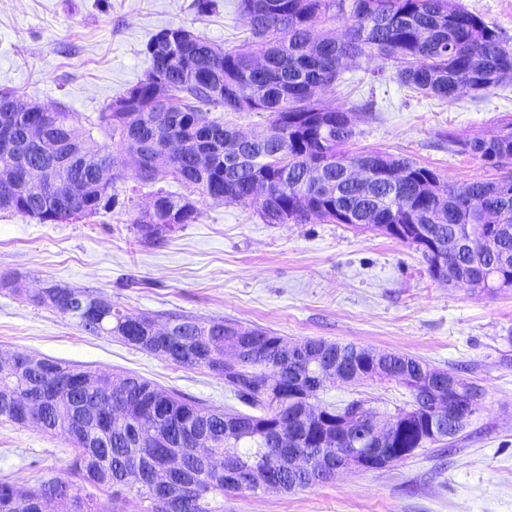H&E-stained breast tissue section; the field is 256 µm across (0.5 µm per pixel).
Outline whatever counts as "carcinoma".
Here are the masks:
<instances>
[{
    "label": "carcinoma",
    "instance_id": "1",
    "mask_svg": "<svg viewBox=\"0 0 512 512\" xmlns=\"http://www.w3.org/2000/svg\"><path fill=\"white\" fill-rule=\"evenodd\" d=\"M240 9L252 32L247 46L223 50L184 27L164 28L147 42L145 79L112 100L94 122L113 148H98L90 134L81 139L79 172L87 193L80 217L130 210L116 184L126 168L148 165L152 177L143 183L169 177L185 192L159 189L157 206L133 216L143 239L159 240L181 224L195 223L196 192L215 203L250 206L268 224L314 217L379 232L422 251L429 273L439 279L436 259L421 250L411 221L433 225L436 241L446 245L482 232L484 216L494 214L502 225L494 247L478 265L461 251L458 267L487 293L511 290V177L476 179L465 199L450 185L441 197L439 175L427 166L379 150H344L355 136L350 113L370 109L373 102L345 108L314 98L316 89L336 85L346 59L363 63L374 78L384 75L389 62L401 84L443 102L454 101L463 85L476 95L489 92L512 80V47L499 32L458 0H240ZM336 21L344 27L339 39L322 32ZM185 55L196 59L195 69L181 67ZM218 108L265 113L277 136L256 143L212 116ZM72 119L65 107L56 108L46 142L74 134ZM11 135L31 164H49L44 145L27 141L25 124H16ZM210 139L221 145L238 140L240 158L220 153L199 167L197 141ZM448 146L498 168L512 160V120L488 140L450 133ZM371 161L396 177L376 185L374 202L344 177L346 166ZM256 183L269 186L262 201L252 196ZM51 205L45 189L28 185L21 186L17 200L0 199V211L41 223ZM29 301L89 334L114 336L156 355L162 347L164 358L177 365L206 368L251 412L208 406L133 374L109 376L54 358H25L15 371L0 374V423L28 426L23 413L29 402L39 405L40 427L48 433L83 423L86 432L71 441L70 469L105 497L48 469L25 487L0 479V512H41L43 497L58 487L65 512H224L226 492L292 491L325 482L332 478L327 464L340 449L352 447L356 430L377 412L356 400L343 407L318 403V414L307 416L301 396L312 401L324 388L310 384L311 360L324 365L340 358L363 369L367 381L403 383L412 397L408 406L382 415L395 422V437L384 456L363 458V469H384L438 444L421 441L435 414L420 384L448 371L408 355L380 353L384 373L377 375L365 369L369 349L353 343L310 338L302 342L308 357L286 359L276 350L283 337L230 320L175 314L167 319L169 334L157 337L152 317L116 306L89 288L50 284ZM101 386L117 392L110 414L96 409ZM463 388L448 397V413L462 418L476 414L482 399L473 379ZM281 432L294 433V444L280 447ZM288 455L297 460L293 471L272 465L273 458Z\"/></svg>",
    "mask_w": 512,
    "mask_h": 512
}]
</instances>
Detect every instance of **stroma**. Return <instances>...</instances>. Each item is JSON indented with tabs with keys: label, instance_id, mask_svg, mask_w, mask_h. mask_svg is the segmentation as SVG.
<instances>
[{
	"label": "stroma",
	"instance_id": "35a3bbf8",
	"mask_svg": "<svg viewBox=\"0 0 512 512\" xmlns=\"http://www.w3.org/2000/svg\"><path fill=\"white\" fill-rule=\"evenodd\" d=\"M193 0H0V90L49 107L65 105L78 134L111 140L90 122L143 79L144 48L161 29L183 26L222 48L250 37L239 0L200 14ZM325 92L354 111L349 152L380 150L434 169L461 187L498 172L449 151L445 133L487 137L512 119V82L453 103L346 65ZM195 223L158 244L135 233L128 213L42 224L0 212V353L54 357L109 373H132L216 407L237 406L222 378L178 366L109 336L81 331L28 300L46 284L89 288L158 321L169 314L224 319L275 332L291 343L322 338L396 352L474 379L481 408L447 452L433 446L382 470L345 471L313 487L228 493L224 512H512V290L490 295L430 277L420 252L372 231L316 219L269 224L252 207L199 198ZM392 411L410 400L397 382L335 383L320 394ZM63 435L0 424V476L32 482L36 468L66 475Z\"/></svg>",
	"mask_w": 512,
	"mask_h": 512
}]
</instances>
